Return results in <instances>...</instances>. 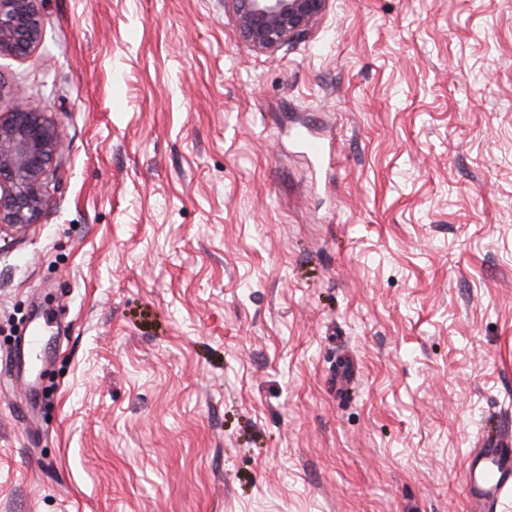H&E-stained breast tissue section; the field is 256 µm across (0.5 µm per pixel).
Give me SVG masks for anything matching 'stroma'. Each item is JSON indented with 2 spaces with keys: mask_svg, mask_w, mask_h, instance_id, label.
<instances>
[{
  "mask_svg": "<svg viewBox=\"0 0 512 512\" xmlns=\"http://www.w3.org/2000/svg\"><path fill=\"white\" fill-rule=\"evenodd\" d=\"M42 27L0 56L64 143L0 232V512H466L512 424V0H329L273 54L224 0Z\"/></svg>",
  "mask_w": 512,
  "mask_h": 512,
  "instance_id": "1",
  "label": "stroma"
}]
</instances>
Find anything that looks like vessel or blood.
<instances>
[{"mask_svg": "<svg viewBox=\"0 0 512 512\" xmlns=\"http://www.w3.org/2000/svg\"><path fill=\"white\" fill-rule=\"evenodd\" d=\"M469 512H501L512 498V430L500 429L492 446L464 460Z\"/></svg>", "mask_w": 512, "mask_h": 512, "instance_id": "b4317fda", "label": "vessel or blood"}]
</instances>
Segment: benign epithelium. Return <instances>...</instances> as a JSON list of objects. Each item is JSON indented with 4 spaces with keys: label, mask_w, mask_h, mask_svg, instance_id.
<instances>
[{
    "label": "benign epithelium",
    "mask_w": 512,
    "mask_h": 512,
    "mask_svg": "<svg viewBox=\"0 0 512 512\" xmlns=\"http://www.w3.org/2000/svg\"><path fill=\"white\" fill-rule=\"evenodd\" d=\"M328 0H224L242 36L255 49L272 52L303 34ZM42 0H0V56L22 58L42 40ZM61 156L58 127L47 113L17 104L0 116V224L37 223L50 204L46 184Z\"/></svg>",
    "instance_id": "7a95c632"
}]
</instances>
